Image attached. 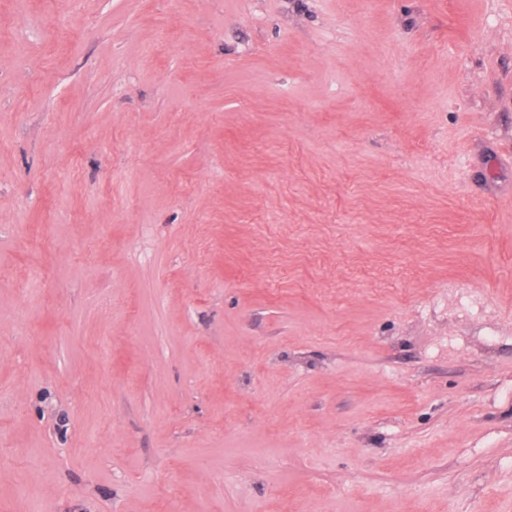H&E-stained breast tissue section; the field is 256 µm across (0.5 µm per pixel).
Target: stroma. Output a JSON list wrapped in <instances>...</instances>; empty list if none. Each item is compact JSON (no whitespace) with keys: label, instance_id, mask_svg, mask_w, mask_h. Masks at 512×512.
I'll use <instances>...</instances> for the list:
<instances>
[{"label":"stroma","instance_id":"obj_1","mask_svg":"<svg viewBox=\"0 0 512 512\" xmlns=\"http://www.w3.org/2000/svg\"><path fill=\"white\" fill-rule=\"evenodd\" d=\"M0 512H512V0H0Z\"/></svg>","mask_w":512,"mask_h":512}]
</instances>
